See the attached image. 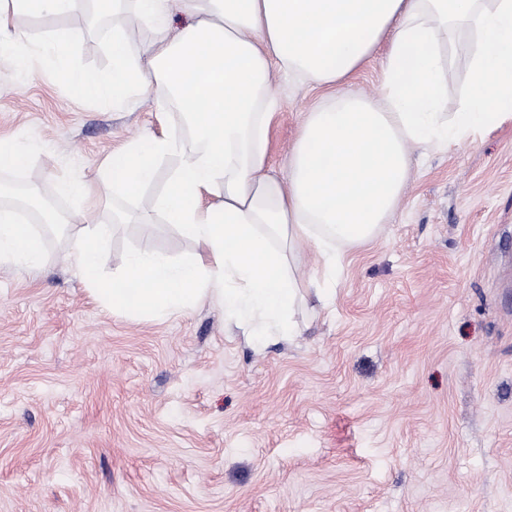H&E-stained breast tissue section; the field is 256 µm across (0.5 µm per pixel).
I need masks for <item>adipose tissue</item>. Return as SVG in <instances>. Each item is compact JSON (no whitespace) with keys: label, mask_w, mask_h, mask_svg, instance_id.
<instances>
[{"label":"adipose tissue","mask_w":512,"mask_h":512,"mask_svg":"<svg viewBox=\"0 0 512 512\" xmlns=\"http://www.w3.org/2000/svg\"><path fill=\"white\" fill-rule=\"evenodd\" d=\"M191 22L172 31L177 0H133L156 32L146 47L113 28L111 67L73 65V44L31 47L30 56L75 96L122 108L142 91L177 105L181 133L144 132L99 167L93 180L62 178L60 195L81 215L138 196L170 157L178 164L140 216L144 233L162 215L200 247L176 260L150 249L128 253L118 276L102 264L112 227L84 224L67 261L112 312L165 320L204 298L255 348L298 333L307 283L295 267L300 245L319 254L315 293H335L345 247L371 241L393 216L411 173L412 146L457 145L512 121V0H187ZM85 0H0V45L20 41L17 14L65 15ZM466 34L468 91L443 110L450 31ZM381 55L380 99L337 95L310 112L276 174L269 131L278 109L273 70L333 86ZM45 242L20 210L0 207V265L39 269Z\"/></svg>","instance_id":"adipose-tissue-1"}]
</instances>
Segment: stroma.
Here are the masks:
<instances>
[{"instance_id": "1", "label": "stroma", "mask_w": 512, "mask_h": 512, "mask_svg": "<svg viewBox=\"0 0 512 512\" xmlns=\"http://www.w3.org/2000/svg\"><path fill=\"white\" fill-rule=\"evenodd\" d=\"M82 14L19 15L0 55V140L26 143L23 180L56 195L158 129L152 96L80 100L24 48L74 38L110 66ZM447 112L469 59L449 38ZM281 165L302 121L336 94L382 91L379 58L333 87L270 75ZM389 224L345 253L329 306L307 294L298 336L253 350L204 299L164 321L104 309L65 259L0 266V512H512V123L454 148L413 146ZM102 271L196 244L170 224H114Z\"/></svg>"}]
</instances>
